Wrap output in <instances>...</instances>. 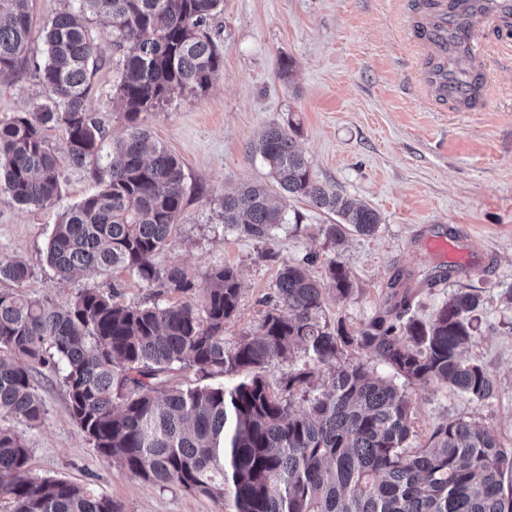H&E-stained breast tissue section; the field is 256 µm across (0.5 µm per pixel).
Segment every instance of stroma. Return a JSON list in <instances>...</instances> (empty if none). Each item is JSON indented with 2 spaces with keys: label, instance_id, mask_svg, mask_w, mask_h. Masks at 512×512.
Returning <instances> with one entry per match:
<instances>
[{
  "label": "stroma",
  "instance_id": "stroma-1",
  "mask_svg": "<svg viewBox=\"0 0 512 512\" xmlns=\"http://www.w3.org/2000/svg\"><path fill=\"white\" fill-rule=\"evenodd\" d=\"M65 5L29 0L30 61L0 79V119L46 101L33 63L42 57L46 24ZM410 8L411 0H224L210 20L223 74L207 92L174 94L144 116L185 174V208L158 263L198 273L218 265L238 271L239 307L224 325L229 347L255 331L286 260L306 262L321 281L330 262L348 270L352 295L327 294L325 312L351 329L388 307L396 290L410 291L412 310L424 320L457 291L479 294L468 356L485 368L495 392L478 401L451 389L410 387L414 426L423 439L440 421L461 418L512 448V32L493 35L505 49L492 60L495 85L485 111L460 114L433 107L415 89L420 66L404 34ZM283 56L293 63L287 79L278 69ZM114 80L112 62L104 60L91 90L107 129L101 168L112 140L125 131L123 116L112 109ZM287 122L300 129L297 141L315 180L379 213L375 235L350 233L336 244L323 231L332 216L303 200L289 201L285 224L269 238L225 227L220 198L241 184L270 181L252 146L266 126ZM93 169L63 168L60 199L51 207L0 200V255L31 268L25 282L5 281L0 289L60 307L91 285L118 288L120 302L131 306L154 297L181 302L182 294L157 293L126 272L62 281L44 262L60 214L99 190ZM439 236L456 248L444 263L426 247L427 238ZM38 380L43 425L32 430L9 418L0 422L25 437L34 474L112 496L124 512H219L208 499L145 484L97 456L69 415L61 376L45 370Z\"/></svg>",
  "mask_w": 512,
  "mask_h": 512
}]
</instances>
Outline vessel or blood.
<instances>
[{
	"label": "vessel or blood",
	"mask_w": 512,
	"mask_h": 512,
	"mask_svg": "<svg viewBox=\"0 0 512 512\" xmlns=\"http://www.w3.org/2000/svg\"><path fill=\"white\" fill-rule=\"evenodd\" d=\"M512 19V0H481L477 7H450L448 0H419L411 24L412 41L428 63L424 73L429 93L439 103H451L458 112H476L485 105L481 79L485 48L481 32L501 27ZM468 46L469 74L452 76L438 66L444 60L449 36Z\"/></svg>",
	"instance_id": "obj_1"
}]
</instances>
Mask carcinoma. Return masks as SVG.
Masks as SVG:
<instances>
[{"label": "carcinoma", "mask_w": 512, "mask_h": 512, "mask_svg": "<svg viewBox=\"0 0 512 512\" xmlns=\"http://www.w3.org/2000/svg\"><path fill=\"white\" fill-rule=\"evenodd\" d=\"M29 0H0V78L25 62ZM223 0H69L44 32L37 67L48 102L0 119V194L22 206L51 205L60 169H81L99 157L105 128L90 90L104 61L84 22L102 18L112 30V102L125 137L99 176L101 188L66 209L44 259L61 281L87 271H126L150 287L190 294L194 302L116 301L117 285H91L64 308L0 290V417L31 429L46 408L37 368L62 369L71 417L93 451L143 483L177 485L232 512H512V448L464 419L438 423L425 442L416 430L407 388L449 387L483 400L495 391L486 370L463 358L474 343L476 293L459 291L432 317L408 315L410 298L378 312L357 330L324 310L332 290L352 292L334 261L327 282L299 263L282 262L275 295L254 334L224 346V323L237 312L242 283L230 266L197 274L161 267L185 206L181 161L152 140L142 114L175 92L204 93L224 71L209 20ZM61 128L60 151L46 131ZM298 126L271 124L254 146L269 167L279 199L263 182L221 198L224 223L266 238L284 223L290 198H305L338 220L325 233L340 242L372 235L379 213L316 181L298 149ZM30 267L0 256V282L29 277ZM364 351L392 371L339 363ZM297 359L280 391L261 370ZM332 372L317 377L320 366ZM243 373L229 385L171 386L168 373ZM299 406H294L295 400ZM0 501L10 512H124L123 505L64 478L30 470V449L0 426Z\"/></svg>", "instance_id": "obj_1"}]
</instances>
